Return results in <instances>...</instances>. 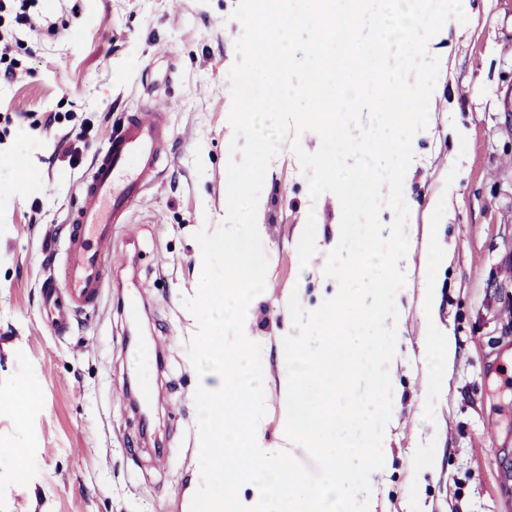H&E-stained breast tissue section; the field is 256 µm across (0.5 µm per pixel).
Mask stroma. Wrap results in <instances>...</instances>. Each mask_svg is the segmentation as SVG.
Instances as JSON below:
<instances>
[{
  "mask_svg": "<svg viewBox=\"0 0 512 512\" xmlns=\"http://www.w3.org/2000/svg\"><path fill=\"white\" fill-rule=\"evenodd\" d=\"M237 0H40L33 26L9 33L0 66V448L22 449L25 478L0 463V512H186L199 469L196 378L188 343L196 331L183 300L192 296L201 250L194 235L226 215V164L233 130L229 71L242 24ZM468 17L440 40L429 123L414 150L409 212L412 242L430 236L427 267H414L401 296L397 332L404 364L392 381L397 424L372 478L376 512H512V390L497 368L512 362V0H462ZM166 113L169 159L129 213L137 238L112 237L120 260L98 308L69 334L53 333L41 286L61 278L59 234L79 201L95 152L123 111ZM268 283L252 334L267 345V437L277 442L279 389L288 331L282 305L298 282L318 306L324 294L314 255L299 262L308 215L332 239L341 212L332 194L311 200L297 157L282 149L261 192ZM441 204L422 207L432 198ZM440 288V327H453L458 354L433 392L417 341L419 305ZM140 298L138 319L163 355L151 369L153 422L142 429L123 395L134 379L129 318L118 297ZM29 387L40 405L17 418L11 399ZM435 446L433 464L420 445Z\"/></svg>",
  "mask_w": 512,
  "mask_h": 512,
  "instance_id": "obj_1",
  "label": "stroma"
}]
</instances>
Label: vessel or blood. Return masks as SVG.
I'll return each mask as SVG.
<instances>
[{
  "mask_svg": "<svg viewBox=\"0 0 512 512\" xmlns=\"http://www.w3.org/2000/svg\"><path fill=\"white\" fill-rule=\"evenodd\" d=\"M165 113L145 108L130 113L95 154L89 174L80 183V205L69 217L62 254V282L42 288L44 306L62 313L54 329L65 334L73 316L96 307L112 263V236L127 223L132 205L156 179L165 151Z\"/></svg>",
  "mask_w": 512,
  "mask_h": 512,
  "instance_id": "vessel-or-blood-1",
  "label": "vessel or blood"
}]
</instances>
